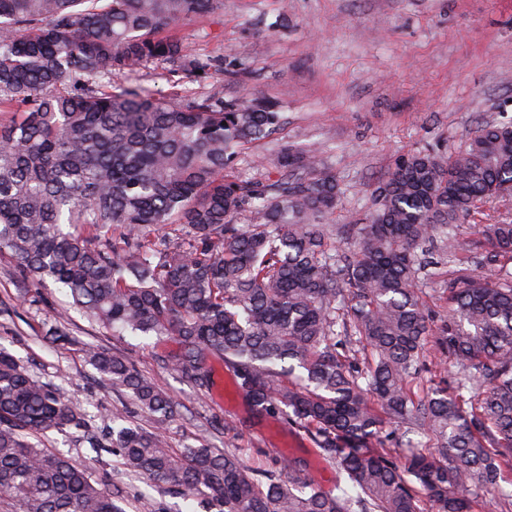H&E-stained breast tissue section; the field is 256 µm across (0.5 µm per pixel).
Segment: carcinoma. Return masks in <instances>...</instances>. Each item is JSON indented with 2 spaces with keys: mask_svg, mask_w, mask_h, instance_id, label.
<instances>
[{
  "mask_svg": "<svg viewBox=\"0 0 512 512\" xmlns=\"http://www.w3.org/2000/svg\"><path fill=\"white\" fill-rule=\"evenodd\" d=\"M219 0H0V253L52 280L93 323L174 338L164 367L193 388L224 362L258 413L303 429L336 470V490L278 461L256 474L230 449L187 448L112 414L105 439L124 470L212 499L219 512H472L512 464V218L478 224L492 255L448 279L445 313L420 300L432 261L453 263L455 224L512 191V123L485 124L440 158L398 160L369 218L341 249L323 224L336 178L314 150L288 152L271 183L229 172L282 115L264 98L183 101L112 77L153 61L207 75L181 32ZM248 212V224L236 223ZM176 224L182 244L147 240ZM91 235H83V231ZM84 355L117 391L161 421L179 404L123 357ZM452 361L446 388L409 387L421 362ZM375 397L379 414L368 404ZM83 425L62 387L0 349V500L15 512H124L88 471L43 447ZM435 436L403 466L386 427Z\"/></svg>",
  "mask_w": 512,
  "mask_h": 512,
  "instance_id": "obj_1",
  "label": "carcinoma"
}]
</instances>
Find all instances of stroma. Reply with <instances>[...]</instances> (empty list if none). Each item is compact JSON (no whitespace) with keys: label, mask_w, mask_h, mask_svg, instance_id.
Masks as SVG:
<instances>
[{"label":"stroma","mask_w":512,"mask_h":512,"mask_svg":"<svg viewBox=\"0 0 512 512\" xmlns=\"http://www.w3.org/2000/svg\"><path fill=\"white\" fill-rule=\"evenodd\" d=\"M190 49L212 59L205 79L179 77L153 62L118 83L194 100L219 92L225 99L264 96L277 102L283 126L247 145L235 174L264 178L253 157L276 163L282 149H319L341 189L327 222L336 244L351 241L364 223L371 192L403 156H448L488 122L512 121V0H224L215 16L188 25ZM512 212V196L483 207L459 225L463 249L455 274L477 269L485 249H472L473 227ZM63 292L35 284L0 254V347L43 381L64 389L91 417L94 429L118 411L132 424L165 433L171 448L208 444L236 448L264 471L281 457L299 461L304 474L333 488L336 473L306 435L280 416H255L237 393L222 362L209 366L214 385L199 393L161 364L175 342L151 336H115L66 308ZM64 330L68 344L50 339ZM93 343L131 362L179 403L177 416L155 421L90 365ZM47 448L88 468L113 495L137 512L142 497L155 512H218L202 498L161 491L127 477L117 457L82 445L78 433H48Z\"/></svg>","instance_id":"1"}]
</instances>
